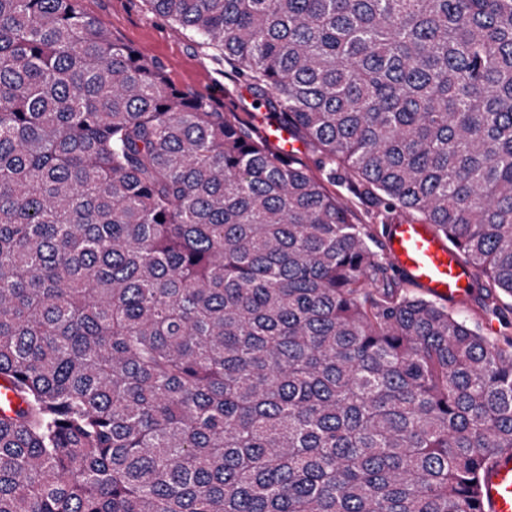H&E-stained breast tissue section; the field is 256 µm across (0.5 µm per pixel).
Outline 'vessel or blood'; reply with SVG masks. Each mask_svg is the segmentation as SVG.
I'll return each mask as SVG.
<instances>
[{
    "instance_id": "b4317fda",
    "label": "vessel or blood",
    "mask_w": 512,
    "mask_h": 512,
    "mask_svg": "<svg viewBox=\"0 0 512 512\" xmlns=\"http://www.w3.org/2000/svg\"><path fill=\"white\" fill-rule=\"evenodd\" d=\"M388 255L410 280L438 300L454 303L470 292L469 269L429 225L416 220L391 225ZM481 503L484 512H512V456L505 454L488 464Z\"/></svg>"
}]
</instances>
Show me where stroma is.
Instances as JSON below:
<instances>
[{
  "mask_svg": "<svg viewBox=\"0 0 512 512\" xmlns=\"http://www.w3.org/2000/svg\"><path fill=\"white\" fill-rule=\"evenodd\" d=\"M84 12L102 21L114 39L141 50L158 63L172 82L201 92L217 106L235 109L245 126L265 132L268 111L254 103L242 80L176 25L157 17L145 0H79ZM487 289H474L462 302L451 304L456 313L488 340L512 338V312H494L485 305Z\"/></svg>",
  "mask_w": 512,
  "mask_h": 512,
  "instance_id": "stroma-1",
  "label": "stroma"
}]
</instances>
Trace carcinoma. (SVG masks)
I'll use <instances>...</instances> for the list:
<instances>
[{
    "label": "carcinoma",
    "instance_id": "carcinoma-1",
    "mask_svg": "<svg viewBox=\"0 0 512 512\" xmlns=\"http://www.w3.org/2000/svg\"><path fill=\"white\" fill-rule=\"evenodd\" d=\"M512 298V0H145ZM78 0H0V512H482L512 340Z\"/></svg>",
    "mask_w": 512,
    "mask_h": 512
}]
</instances>
